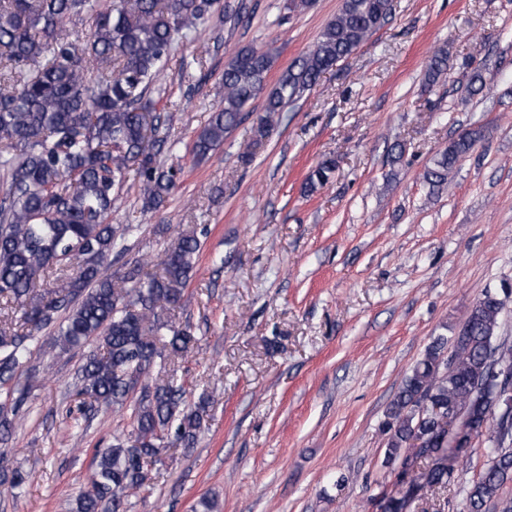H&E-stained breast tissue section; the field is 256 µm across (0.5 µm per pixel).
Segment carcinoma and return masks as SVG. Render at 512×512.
I'll return each mask as SVG.
<instances>
[{"mask_svg":"<svg viewBox=\"0 0 512 512\" xmlns=\"http://www.w3.org/2000/svg\"><path fill=\"white\" fill-rule=\"evenodd\" d=\"M392 0H343L314 48L299 56L267 94L246 150L252 160L280 113L350 56L391 14ZM220 0H0V171L9 185L0 197V306L12 316L0 323V444H8L13 417L27 403L41 371L32 364L41 337L53 330L56 356L82 352L74 396L83 415L101 406L122 409L139 393L133 431L108 448L93 450L91 473L72 512H126L131 492L146 487L168 448L195 446L205 400L190 403L184 385L153 373L185 357L194 342L176 325L200 241L186 228L165 252L161 270L125 260L129 228L109 223L115 194L139 183L143 206H161L176 184L164 168L168 118L154 107L165 89L159 76L177 46L204 25ZM89 22L83 39L66 24ZM273 54L237 50L224 65V100L196 135L192 153L204 160L243 120L247 105L267 86ZM448 70V51L432 55L426 79ZM476 133L451 141L424 172L434 191L468 154ZM336 160L309 174L312 193L330 179ZM504 301L488 289L452 336L433 338L390 403L383 429L384 463L400 465L406 488L383 497L382 512H441L438 501L454 473L467 463L471 437L487 434L488 462L464 489L468 512H512L499 499L512 481V396L497 398L492 380L512 383V345L498 340ZM505 369L492 377V366ZM446 415L472 435L448 437ZM29 475L0 449V486L22 489Z\"/></svg>","mask_w":512,"mask_h":512,"instance_id":"carcinoma-1","label":"carcinoma"}]
</instances>
